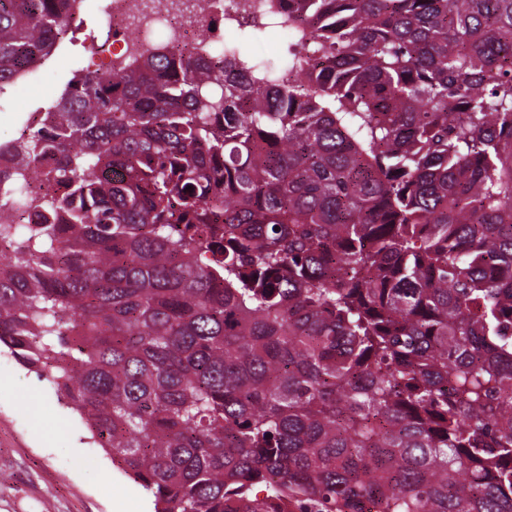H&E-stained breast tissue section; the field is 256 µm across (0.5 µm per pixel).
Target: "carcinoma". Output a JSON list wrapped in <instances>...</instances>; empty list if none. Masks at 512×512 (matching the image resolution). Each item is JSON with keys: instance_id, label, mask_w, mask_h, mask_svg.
<instances>
[{"instance_id": "obj_1", "label": "carcinoma", "mask_w": 512, "mask_h": 512, "mask_svg": "<svg viewBox=\"0 0 512 512\" xmlns=\"http://www.w3.org/2000/svg\"><path fill=\"white\" fill-rule=\"evenodd\" d=\"M67 2L0 0V90ZM280 9V67L174 45L0 143L53 188L0 347L154 512H512V0Z\"/></svg>"}]
</instances>
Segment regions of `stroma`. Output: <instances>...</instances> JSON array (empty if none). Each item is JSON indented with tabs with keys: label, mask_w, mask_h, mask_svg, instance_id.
Listing matches in <instances>:
<instances>
[{
	"label": "stroma",
	"mask_w": 512,
	"mask_h": 512,
	"mask_svg": "<svg viewBox=\"0 0 512 512\" xmlns=\"http://www.w3.org/2000/svg\"><path fill=\"white\" fill-rule=\"evenodd\" d=\"M90 47L73 34L46 75L0 97V143L19 137L30 113L51 107ZM0 512H153L151 496L112 465L79 415L58 404L54 388L0 351Z\"/></svg>",
	"instance_id": "obj_1"
}]
</instances>
